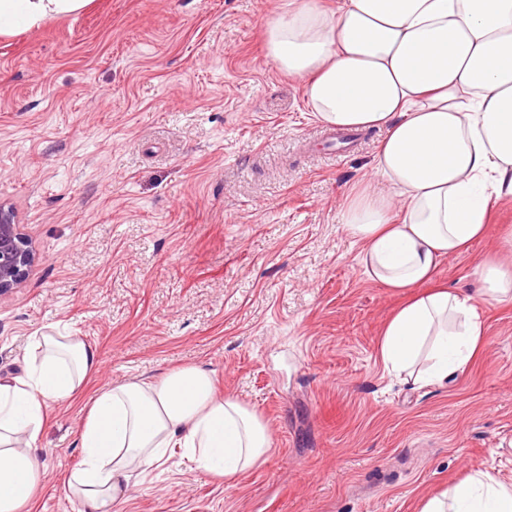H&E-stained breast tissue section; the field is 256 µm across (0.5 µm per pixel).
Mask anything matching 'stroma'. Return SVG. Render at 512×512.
<instances>
[{
    "label": "stroma",
    "instance_id": "35a3bbf8",
    "mask_svg": "<svg viewBox=\"0 0 512 512\" xmlns=\"http://www.w3.org/2000/svg\"><path fill=\"white\" fill-rule=\"evenodd\" d=\"M279 0H91L0 34V203L35 260L0 297V382L59 324L101 369L49 404L34 512H79L63 477L105 384L185 365L273 431L233 485L172 456L112 512H420L482 470L512 482V305L479 298L492 228L436 281L479 299L485 343L465 373L414 387L379 357L402 297L368 280L340 222L381 134L344 156L301 82L266 57Z\"/></svg>",
    "mask_w": 512,
    "mask_h": 512
}]
</instances>
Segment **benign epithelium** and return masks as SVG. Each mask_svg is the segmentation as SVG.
I'll list each match as a JSON object with an SVG mask.
<instances>
[{
    "label": "benign epithelium",
    "mask_w": 512,
    "mask_h": 512,
    "mask_svg": "<svg viewBox=\"0 0 512 512\" xmlns=\"http://www.w3.org/2000/svg\"><path fill=\"white\" fill-rule=\"evenodd\" d=\"M34 254L16 224L13 210L0 204V297L25 282Z\"/></svg>",
    "instance_id": "benign-epithelium-1"
}]
</instances>
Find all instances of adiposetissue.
Wrapping results in <instances>:
<instances>
[{
	"label": "adipose tissue",
	"instance_id": "obj_1",
	"mask_svg": "<svg viewBox=\"0 0 512 512\" xmlns=\"http://www.w3.org/2000/svg\"><path fill=\"white\" fill-rule=\"evenodd\" d=\"M86 2L0 0V31ZM265 49L304 84L315 120L385 132L372 185L354 189L341 211L363 275L409 295L382 332L385 370L415 384L465 371L485 341L473 296L417 288L487 234L492 199L512 197V0H336L329 9L282 0ZM30 352L25 378L0 382V512H32L46 406L74 398L100 366L94 346L54 325L32 336ZM272 444L262 417L218 395L212 371L186 365L98 390L80 432L81 466L64 488L83 512H111L134 471L163 465L172 449L229 485ZM421 512H512V484L477 471Z\"/></svg>",
	"mask_w": 512,
	"mask_h": 512
}]
</instances>
